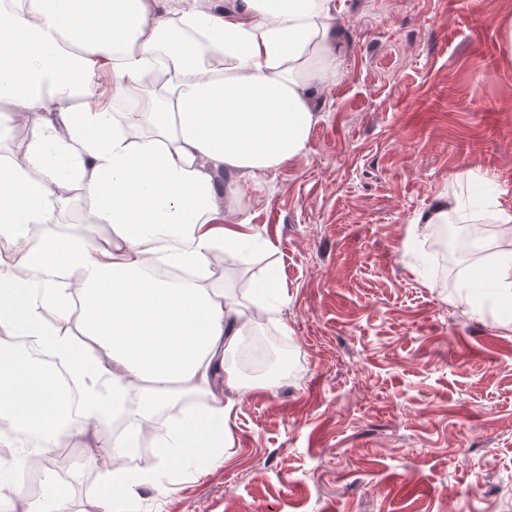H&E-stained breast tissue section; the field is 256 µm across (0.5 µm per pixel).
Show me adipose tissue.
Masks as SVG:
<instances>
[{
    "label": "adipose tissue",
    "mask_w": 512,
    "mask_h": 512,
    "mask_svg": "<svg viewBox=\"0 0 512 512\" xmlns=\"http://www.w3.org/2000/svg\"><path fill=\"white\" fill-rule=\"evenodd\" d=\"M339 13L336 0H229L222 11L203 0H0V103L10 106L0 137L18 123L33 129L22 157L0 156V246H24L27 268L0 267V332L67 358L86 387L76 422L54 371L2 346L1 421L36 433L45 452L70 448L76 424L100 422L140 384L132 432L112 442L132 453L158 409L210 386L245 332L275 320L276 273L247 309L203 281L221 254L259 242L243 215L241 177L307 152L316 95L344 51ZM103 73L126 112L71 105ZM221 173L231 177L223 188ZM75 187L90 203L87 223L117 230L119 245L104 248L78 227L50 232ZM423 224H496L511 234L512 209L490 199L475 210L441 193L408 239ZM160 264L190 270L195 283L150 276ZM48 310L57 323L45 320ZM73 316L95 350L62 330ZM224 386L160 429L169 473L223 447L234 398L248 392L230 371ZM140 483L110 464L105 507Z\"/></svg>",
    "instance_id": "adipose-tissue-1"
}]
</instances>
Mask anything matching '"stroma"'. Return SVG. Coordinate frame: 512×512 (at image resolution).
I'll use <instances>...</instances> for the list:
<instances>
[{
    "label": "stroma",
    "mask_w": 512,
    "mask_h": 512,
    "mask_svg": "<svg viewBox=\"0 0 512 512\" xmlns=\"http://www.w3.org/2000/svg\"><path fill=\"white\" fill-rule=\"evenodd\" d=\"M512 0H345L346 50L317 96L306 155L247 179L244 211L267 247L233 253L215 281L246 305L268 270L285 298L261 325L280 359L235 404L217 459L157 485L154 438L136 441L146 479L118 512H512V303L481 270L512 249L498 232L473 254L424 265L405 228L451 175L498 177L512 209V67L497 18ZM101 439L87 427L46 476L68 512H104Z\"/></svg>",
    "instance_id": "35a3bbf8"
}]
</instances>
